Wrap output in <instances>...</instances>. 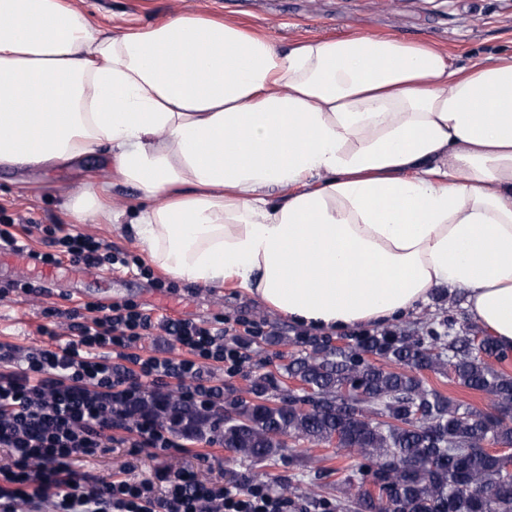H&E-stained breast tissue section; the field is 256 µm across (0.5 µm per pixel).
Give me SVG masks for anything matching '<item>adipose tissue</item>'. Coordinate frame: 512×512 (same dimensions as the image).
Returning <instances> with one entry per match:
<instances>
[{"mask_svg": "<svg viewBox=\"0 0 512 512\" xmlns=\"http://www.w3.org/2000/svg\"><path fill=\"white\" fill-rule=\"evenodd\" d=\"M107 161L67 208L129 220L153 265L239 288L321 332L408 316L462 288L512 349V54L454 66L393 36L281 50L232 19L103 33L69 0H0V167Z\"/></svg>", "mask_w": 512, "mask_h": 512, "instance_id": "1", "label": "adipose tissue"}]
</instances>
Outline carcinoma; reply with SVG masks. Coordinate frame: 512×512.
I'll list each match as a JSON object with an SVG mask.
<instances>
[{
  "label": "carcinoma",
  "instance_id": "cac0c4a2",
  "mask_svg": "<svg viewBox=\"0 0 512 512\" xmlns=\"http://www.w3.org/2000/svg\"><path fill=\"white\" fill-rule=\"evenodd\" d=\"M309 346L288 363L303 394L271 402L277 381L267 375L255 381V399L224 401V447L262 464L281 456L283 436L336 443L355 458L338 510L512 512V456L484 447H512V375L487 362L506 363L511 350L451 319L422 331L359 336L334 352L319 341ZM445 366L459 386L485 396L490 410L457 403L417 376ZM168 410L191 431L209 428L182 402Z\"/></svg>",
  "mask_w": 512,
  "mask_h": 512
}]
</instances>
